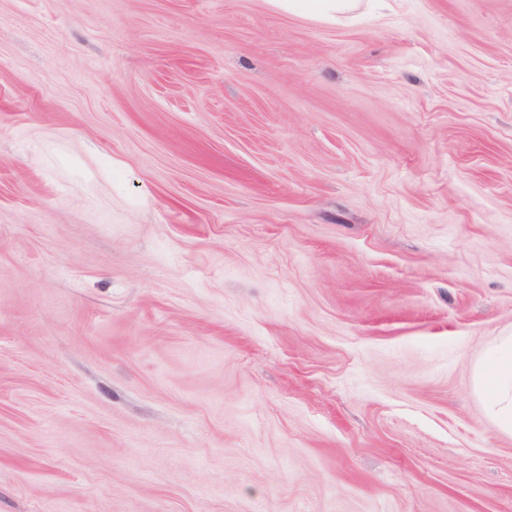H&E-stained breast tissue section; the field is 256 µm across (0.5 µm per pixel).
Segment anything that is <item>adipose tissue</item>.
<instances>
[{"label": "adipose tissue", "instance_id": "ef3b65f1", "mask_svg": "<svg viewBox=\"0 0 512 512\" xmlns=\"http://www.w3.org/2000/svg\"><path fill=\"white\" fill-rule=\"evenodd\" d=\"M473 382L488 419L500 432L512 435V336L499 337L478 361Z\"/></svg>", "mask_w": 512, "mask_h": 512}]
</instances>
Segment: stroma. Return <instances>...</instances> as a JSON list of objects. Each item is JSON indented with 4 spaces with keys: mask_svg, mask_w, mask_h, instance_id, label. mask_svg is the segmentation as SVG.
I'll return each instance as SVG.
<instances>
[{
    "mask_svg": "<svg viewBox=\"0 0 512 512\" xmlns=\"http://www.w3.org/2000/svg\"><path fill=\"white\" fill-rule=\"evenodd\" d=\"M512 0H0V512H512ZM288 12H302L328 21H335L358 8L357 0H273ZM473 382L488 419L500 432L512 435V336L499 337L478 361Z\"/></svg>",
    "mask_w": 512,
    "mask_h": 512,
    "instance_id": "1",
    "label": "stroma"
}]
</instances>
